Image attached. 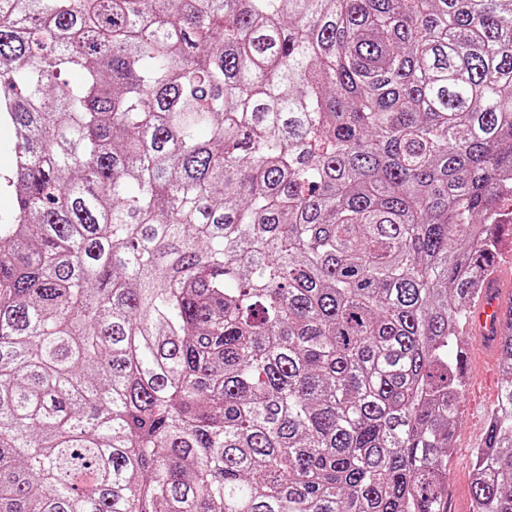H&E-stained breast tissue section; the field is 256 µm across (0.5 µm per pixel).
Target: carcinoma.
Segmentation results:
<instances>
[{
	"instance_id": "obj_1",
	"label": "carcinoma",
	"mask_w": 512,
	"mask_h": 512,
	"mask_svg": "<svg viewBox=\"0 0 512 512\" xmlns=\"http://www.w3.org/2000/svg\"><path fill=\"white\" fill-rule=\"evenodd\" d=\"M0 121V512H448L512 0H0Z\"/></svg>"
}]
</instances>
